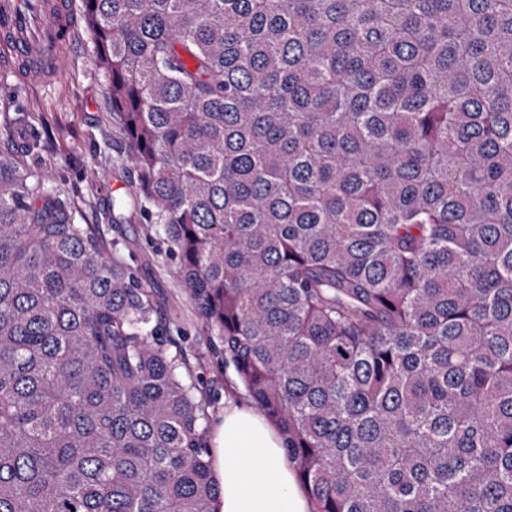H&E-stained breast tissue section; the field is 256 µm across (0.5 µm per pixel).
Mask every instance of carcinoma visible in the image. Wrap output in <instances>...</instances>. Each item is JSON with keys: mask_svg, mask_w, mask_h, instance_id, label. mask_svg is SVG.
<instances>
[{"mask_svg": "<svg viewBox=\"0 0 512 512\" xmlns=\"http://www.w3.org/2000/svg\"><path fill=\"white\" fill-rule=\"evenodd\" d=\"M215 352L313 512H512V0H84ZM153 299L0 150V512H215Z\"/></svg>", "mask_w": 512, "mask_h": 512, "instance_id": "cac0c4a2", "label": "carcinoma"}]
</instances>
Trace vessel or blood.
Wrapping results in <instances>:
<instances>
[{
	"mask_svg": "<svg viewBox=\"0 0 512 512\" xmlns=\"http://www.w3.org/2000/svg\"><path fill=\"white\" fill-rule=\"evenodd\" d=\"M74 34L70 0H0V61L34 82L60 71Z\"/></svg>",
	"mask_w": 512,
	"mask_h": 512,
	"instance_id": "obj_1",
	"label": "vessel or blood"
}]
</instances>
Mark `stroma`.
I'll return each instance as SVG.
<instances>
[{
    "label": "stroma",
    "mask_w": 512,
    "mask_h": 512,
    "mask_svg": "<svg viewBox=\"0 0 512 512\" xmlns=\"http://www.w3.org/2000/svg\"><path fill=\"white\" fill-rule=\"evenodd\" d=\"M76 39L63 70L48 84L24 80L0 62V149L8 147L42 173L80 224L102 225L109 254L119 256L151 290L159 336L181 350L186 368L208 403L206 428L224 414L228 401L252 405L233 367L217 362L212 338L200 322L166 258V245L139 209L124 223L108 225L104 212L112 199L129 197L137 173L112 113L110 81L95 64L98 45L85 14L74 0Z\"/></svg>",
    "instance_id": "stroma-1"
}]
</instances>
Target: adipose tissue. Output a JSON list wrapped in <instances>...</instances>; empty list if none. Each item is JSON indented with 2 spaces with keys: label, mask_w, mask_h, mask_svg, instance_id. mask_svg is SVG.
Here are the masks:
<instances>
[{
  "label": "adipose tissue",
  "mask_w": 512,
  "mask_h": 512,
  "mask_svg": "<svg viewBox=\"0 0 512 512\" xmlns=\"http://www.w3.org/2000/svg\"><path fill=\"white\" fill-rule=\"evenodd\" d=\"M217 512H310L285 457L283 437L257 410L229 404L213 433Z\"/></svg>",
  "instance_id": "ef3b65f1"
}]
</instances>
